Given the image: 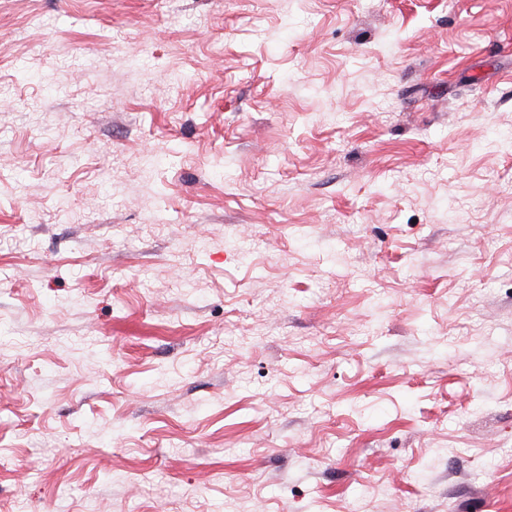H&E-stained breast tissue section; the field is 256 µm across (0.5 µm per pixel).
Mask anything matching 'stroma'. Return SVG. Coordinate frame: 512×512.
Listing matches in <instances>:
<instances>
[{
	"label": "stroma",
	"instance_id": "stroma-1",
	"mask_svg": "<svg viewBox=\"0 0 512 512\" xmlns=\"http://www.w3.org/2000/svg\"><path fill=\"white\" fill-rule=\"evenodd\" d=\"M0 512H512V0H0Z\"/></svg>",
	"mask_w": 512,
	"mask_h": 512
}]
</instances>
